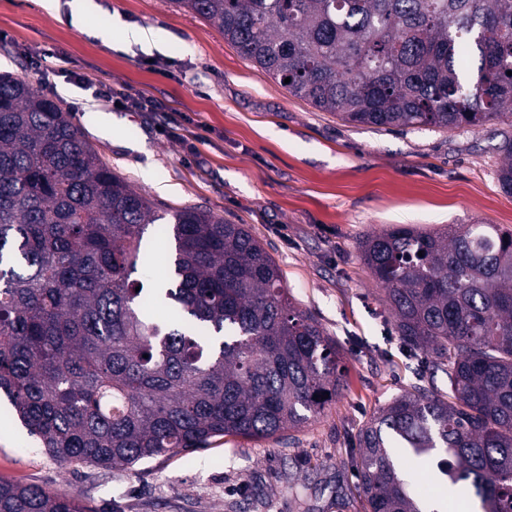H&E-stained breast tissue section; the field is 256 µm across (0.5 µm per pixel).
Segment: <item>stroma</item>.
<instances>
[{"mask_svg":"<svg viewBox=\"0 0 512 512\" xmlns=\"http://www.w3.org/2000/svg\"><path fill=\"white\" fill-rule=\"evenodd\" d=\"M71 2L0 0V68L68 108L100 159L159 212L202 207L247 225L290 296L336 340L348 388L295 441L227 437L131 470L65 467L8 421L0 479L77 497L86 512H363L358 431L413 387L447 393L448 378L408 356L359 242L395 226L512 229V194L498 181L512 123L349 124L166 0H91L79 23ZM158 30L163 48L144 51ZM141 137L148 152L127 149Z\"/></svg>","mask_w":512,"mask_h":512,"instance_id":"obj_1","label":"stroma"}]
</instances>
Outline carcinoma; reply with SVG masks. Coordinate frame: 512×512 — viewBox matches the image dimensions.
Returning <instances> with one entry per match:
<instances>
[{
    "mask_svg": "<svg viewBox=\"0 0 512 512\" xmlns=\"http://www.w3.org/2000/svg\"><path fill=\"white\" fill-rule=\"evenodd\" d=\"M168 3L345 122L512 119V0ZM499 150L512 194V138ZM163 219L174 254L146 285L143 236ZM359 251L400 339L448 376V397L417 387L359 430L366 512H430L402 459L433 452L448 488L468 481L481 512H512V230L392 227ZM341 359L246 225L156 214L60 103L0 74V395L51 458L129 470L223 437L280 438L342 395ZM0 512L84 509L0 480Z\"/></svg>",
    "mask_w": 512,
    "mask_h": 512,
    "instance_id": "obj_1",
    "label": "carcinoma"
}]
</instances>
